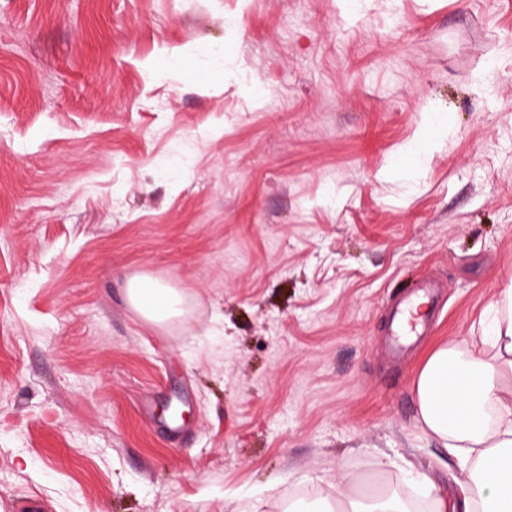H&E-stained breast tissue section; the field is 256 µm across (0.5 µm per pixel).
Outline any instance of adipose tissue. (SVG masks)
Segmentation results:
<instances>
[{
    "label": "adipose tissue",
    "mask_w": 512,
    "mask_h": 512,
    "mask_svg": "<svg viewBox=\"0 0 512 512\" xmlns=\"http://www.w3.org/2000/svg\"><path fill=\"white\" fill-rule=\"evenodd\" d=\"M144 318L178 315L175 289L147 276L127 285ZM426 432L446 448L467 477L454 499L436 498L433 512H512V289L483 330L482 342L435 349L416 379Z\"/></svg>",
    "instance_id": "1"
}]
</instances>
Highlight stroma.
I'll use <instances>...</instances> for the list:
<instances>
[{
    "instance_id": "stroma-1",
    "label": "stroma",
    "mask_w": 512,
    "mask_h": 512,
    "mask_svg": "<svg viewBox=\"0 0 512 512\" xmlns=\"http://www.w3.org/2000/svg\"><path fill=\"white\" fill-rule=\"evenodd\" d=\"M511 282L512 0H0V512H286L344 475L430 507L461 471L417 375ZM127 297L142 316L153 323L166 322L181 312L178 292L148 276L132 278L127 285ZM423 297L427 299V303L430 306V309H432V305L430 302V298L427 294L426 288H421L419 292L413 293L408 295V302L406 307L401 311L400 317L398 319V332H396L395 336L397 337V340L393 344V351L396 355L401 354L402 350V342L401 339L402 336H414L416 333L417 327L423 322L425 318L422 317L420 321L415 320L414 322L411 321V319L406 317L407 311L410 309V306L414 300V298ZM409 327V330H405V326Z\"/></svg>"
}]
</instances>
